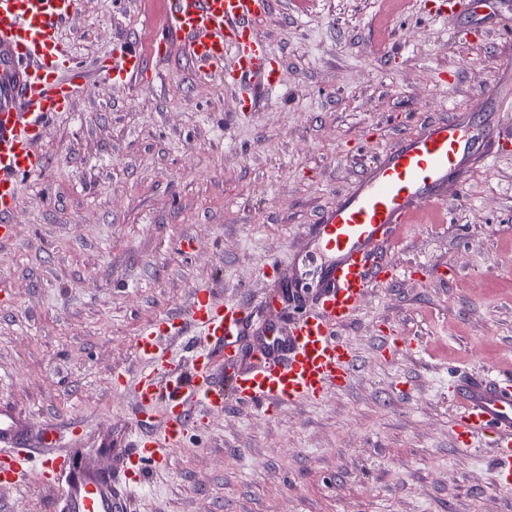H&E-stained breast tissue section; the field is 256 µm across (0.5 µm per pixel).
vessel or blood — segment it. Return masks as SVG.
<instances>
[{"label": "vessel or blood", "mask_w": 512, "mask_h": 512, "mask_svg": "<svg viewBox=\"0 0 512 512\" xmlns=\"http://www.w3.org/2000/svg\"><path fill=\"white\" fill-rule=\"evenodd\" d=\"M77 0H0V232H9L22 178L46 164L38 144L46 123L70 111L85 82L73 65L61 29L77 13ZM270 0H165V33L179 39L182 55L204 80L232 76L243 84L273 87L279 76L255 26ZM233 52L232 71L224 56ZM112 76L138 81L143 52L118 42L109 53ZM512 112V64L493 93L463 112L429 120L394 145L307 225L303 245L288 260V278L258 300H218L209 286L194 288L185 308L144 327L133 340L139 371L118 377L131 393L138 432L131 439L95 440L110 464L82 462L88 432L81 421L38 425L0 406V486L53 491L50 512H126L128 493L148 473L167 465L203 416L229 404L259 412L322 400L345 387L355 355L340 331L366 296L391 284L388 252L414 216L445 204L476 167L488 166L502 145ZM262 342L242 360L238 339ZM190 350L192 368H177ZM458 405L454 427L464 447L475 438L494 449L497 486L512 489V378L488 370L452 377Z\"/></svg>", "instance_id": "b4317fda"}]
</instances>
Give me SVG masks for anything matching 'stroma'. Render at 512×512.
Wrapping results in <instances>:
<instances>
[{
	"mask_svg": "<svg viewBox=\"0 0 512 512\" xmlns=\"http://www.w3.org/2000/svg\"><path fill=\"white\" fill-rule=\"evenodd\" d=\"M163 0H79L62 30L88 80L41 140L0 240V405L32 422L131 432L113 374L133 339L206 284L250 298L319 211L399 134L491 92L512 61L500 26L442 0H273L258 24L279 88L240 108L171 47L137 84L103 74L146 45ZM400 280L343 328L349 386L269 417L229 405L151 471L133 512H512L489 445L462 451L450 375H512V147L405 225Z\"/></svg>",
	"mask_w": 512,
	"mask_h": 512,
	"instance_id": "stroma-1",
	"label": "stroma"
}]
</instances>
